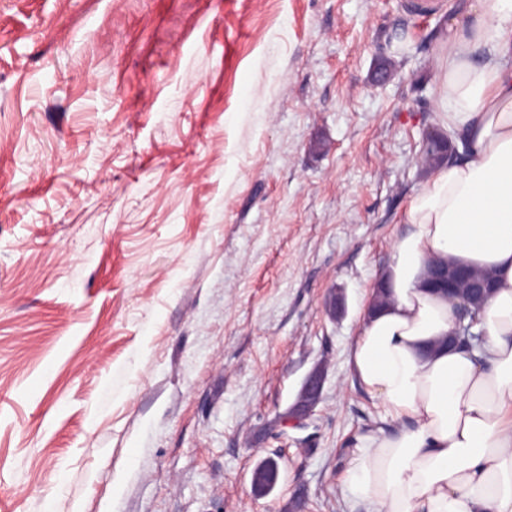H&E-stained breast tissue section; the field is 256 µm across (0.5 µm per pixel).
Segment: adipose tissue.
<instances>
[{"instance_id":"obj_1","label":"adipose tissue","mask_w":512,"mask_h":512,"mask_svg":"<svg viewBox=\"0 0 512 512\" xmlns=\"http://www.w3.org/2000/svg\"><path fill=\"white\" fill-rule=\"evenodd\" d=\"M436 110L457 154L410 199L349 364L397 425L344 478L374 512H512V0H461L439 38ZM491 271L482 350L441 346L453 307L428 267Z\"/></svg>"}]
</instances>
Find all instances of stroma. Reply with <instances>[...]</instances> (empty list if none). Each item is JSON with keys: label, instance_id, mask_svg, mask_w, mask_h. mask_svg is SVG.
I'll return each instance as SVG.
<instances>
[{"label": "stroma", "instance_id": "stroma-1", "mask_svg": "<svg viewBox=\"0 0 512 512\" xmlns=\"http://www.w3.org/2000/svg\"><path fill=\"white\" fill-rule=\"evenodd\" d=\"M454 2L0 0V512H371L341 482L393 422L350 343ZM321 392V380L314 375H309L302 386L299 395L300 400L280 420V425L293 428L305 427L306 420L311 416L318 404ZM272 469H280L279 463L274 458H268L263 462H260L253 470L251 474V487L252 492L256 496L264 495L268 493L265 489L270 485V473Z\"/></svg>", "mask_w": 512, "mask_h": 512}]
</instances>
